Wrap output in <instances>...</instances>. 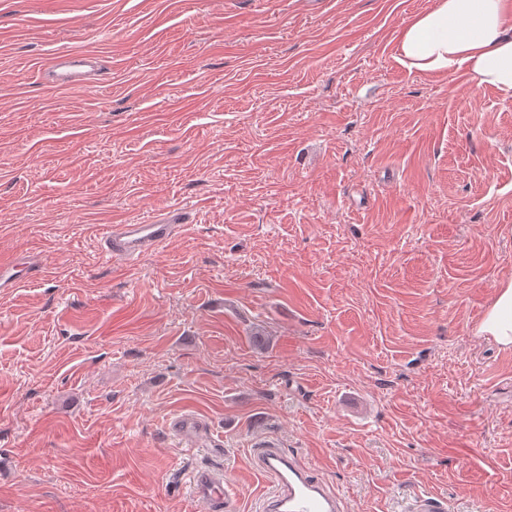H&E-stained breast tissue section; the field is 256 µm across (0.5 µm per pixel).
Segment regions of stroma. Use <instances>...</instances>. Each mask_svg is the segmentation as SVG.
<instances>
[{
    "mask_svg": "<svg viewBox=\"0 0 512 512\" xmlns=\"http://www.w3.org/2000/svg\"><path fill=\"white\" fill-rule=\"evenodd\" d=\"M434 0H0V512H233L260 441L350 512H512V99L397 60ZM104 61L48 88L56 53ZM193 222L136 265L108 224ZM26 256H9L8 258H0V292H7L12 288H16L19 284L20 267L28 264L29 269L36 271V266L27 262ZM476 332L503 347H512V280L498 289ZM200 418L192 414H183L169 421V431L176 435L185 448L202 447L200 439L205 435ZM189 479L193 492L205 503L207 511L227 510L230 501L220 471L207 467H194L190 471Z\"/></svg>",
    "mask_w": 512,
    "mask_h": 512,
    "instance_id": "35a3bbf8",
    "label": "stroma"
}]
</instances>
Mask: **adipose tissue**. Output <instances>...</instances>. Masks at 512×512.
Here are the masks:
<instances>
[{
  "mask_svg": "<svg viewBox=\"0 0 512 512\" xmlns=\"http://www.w3.org/2000/svg\"><path fill=\"white\" fill-rule=\"evenodd\" d=\"M398 62L412 72L465 73L475 87L512 99V0H435L409 18L397 40ZM478 335L512 347V281L502 285Z\"/></svg>",
  "mask_w": 512,
  "mask_h": 512,
  "instance_id": "adipose-tissue-1",
  "label": "adipose tissue"
}]
</instances>
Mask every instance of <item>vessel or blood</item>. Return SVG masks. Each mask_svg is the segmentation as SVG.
Here are the masks:
<instances>
[{
    "label": "vessel or blood",
    "instance_id": "b4317fda",
    "mask_svg": "<svg viewBox=\"0 0 512 512\" xmlns=\"http://www.w3.org/2000/svg\"><path fill=\"white\" fill-rule=\"evenodd\" d=\"M99 70V59L93 53L60 52L51 58L41 79L52 88H87ZM187 222V212L173 207L154 213L138 224H112L99 239L100 250L112 261L131 265L175 238ZM25 263L22 256L0 258V292L18 285L20 268ZM169 430L187 448L198 447L204 435L200 418L192 414L171 419ZM254 461L270 483L259 512H346L343 499L329 490L305 461L282 449L276 440L259 443ZM189 479L193 492L205 503L208 512H226L229 497L222 473L195 467Z\"/></svg>",
    "mask_w": 512,
    "mask_h": 512
}]
</instances>
